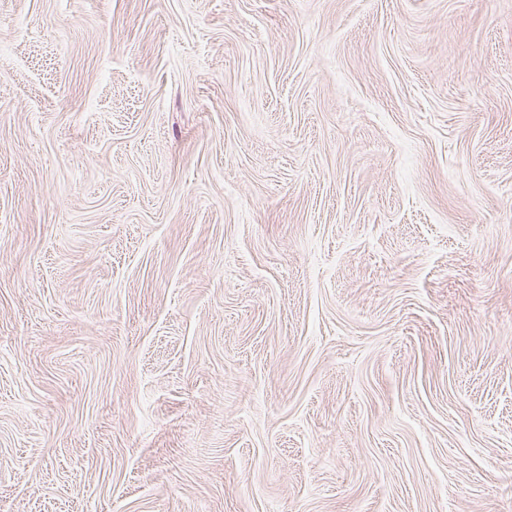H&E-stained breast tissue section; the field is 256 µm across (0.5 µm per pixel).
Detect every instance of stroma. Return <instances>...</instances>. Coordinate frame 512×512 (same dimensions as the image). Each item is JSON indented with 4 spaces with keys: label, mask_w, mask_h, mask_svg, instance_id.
Listing matches in <instances>:
<instances>
[{
    "label": "stroma",
    "mask_w": 512,
    "mask_h": 512,
    "mask_svg": "<svg viewBox=\"0 0 512 512\" xmlns=\"http://www.w3.org/2000/svg\"><path fill=\"white\" fill-rule=\"evenodd\" d=\"M0 512H512V0H0Z\"/></svg>",
    "instance_id": "stroma-1"
}]
</instances>
